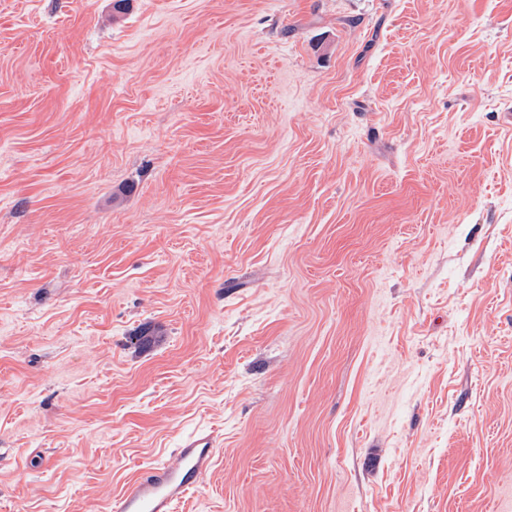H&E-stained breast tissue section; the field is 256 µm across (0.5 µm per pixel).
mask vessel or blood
I'll list each match as a JSON object with an SVG mask.
<instances>
[{"mask_svg":"<svg viewBox=\"0 0 512 512\" xmlns=\"http://www.w3.org/2000/svg\"><path fill=\"white\" fill-rule=\"evenodd\" d=\"M218 440L208 433L184 438L169 458L133 479L112 503V512H177L214 464Z\"/></svg>","mask_w":512,"mask_h":512,"instance_id":"1","label":"vessel or blood"}]
</instances>
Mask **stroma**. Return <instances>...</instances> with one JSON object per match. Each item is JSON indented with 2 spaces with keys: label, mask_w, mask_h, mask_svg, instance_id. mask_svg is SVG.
<instances>
[{
  "label": "stroma",
  "mask_w": 512,
  "mask_h": 512,
  "mask_svg": "<svg viewBox=\"0 0 512 512\" xmlns=\"http://www.w3.org/2000/svg\"><path fill=\"white\" fill-rule=\"evenodd\" d=\"M0 0V512H512V0ZM218 440L209 433L184 438L169 460L149 467L113 501V512H176L214 464Z\"/></svg>",
  "instance_id": "1"
}]
</instances>
